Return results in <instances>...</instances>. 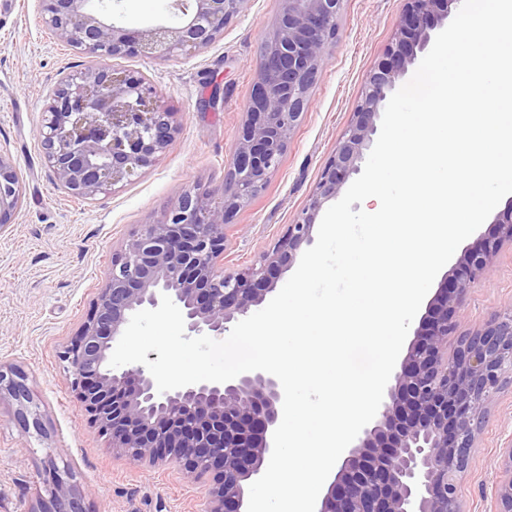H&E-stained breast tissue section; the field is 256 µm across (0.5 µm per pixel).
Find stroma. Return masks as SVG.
Instances as JSON below:
<instances>
[{
    "label": "stroma",
    "mask_w": 512,
    "mask_h": 512,
    "mask_svg": "<svg viewBox=\"0 0 512 512\" xmlns=\"http://www.w3.org/2000/svg\"><path fill=\"white\" fill-rule=\"evenodd\" d=\"M403 0H344L336 37L279 169L225 229L224 268L259 262L313 193L324 163L350 123L367 74L383 60ZM278 0H245L209 47L161 60L113 58L114 69L145 75L178 131L157 163L117 189L77 198L53 184L36 130L57 82L90 65L80 49L53 38L35 0H0V155L23 188L12 223L0 225V369L21 371L39 407L43 434L21 425L0 399V512H37L46 496L44 461L68 466L84 492L85 512H201L204 484L186 482L177 465H140L112 450L87 414L64 352L88 320L113 254L141 225L160 221L183 188L220 200L233 133L259 72V46L272 30ZM112 14L143 27L172 23L168 0H114ZM224 99L201 106L211 86ZM512 309V245L459 308V333L481 329ZM512 440V379H505L483 421L461 477L465 512H495L500 450Z\"/></svg>",
    "instance_id": "obj_1"
}]
</instances>
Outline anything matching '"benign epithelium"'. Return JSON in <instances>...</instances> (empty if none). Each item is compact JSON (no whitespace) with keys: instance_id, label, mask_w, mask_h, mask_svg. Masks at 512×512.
<instances>
[{"instance_id":"7a95c632","label":"benign epithelium","mask_w":512,"mask_h":512,"mask_svg":"<svg viewBox=\"0 0 512 512\" xmlns=\"http://www.w3.org/2000/svg\"><path fill=\"white\" fill-rule=\"evenodd\" d=\"M42 23L82 49L92 65L63 77L41 113L38 137L56 186L83 198L106 195L155 164L174 138L172 113L141 74L112 68L117 56L147 59L201 50L224 33L245 0H171L180 18L130 29L103 0H37ZM461 0H404L396 36L366 78L350 123L322 168L315 191L258 264L224 271V230L279 168L309 104L344 0H279L272 33L259 47L260 68L246 117L233 133L222 203L184 189L162 221L144 224L112 257L93 311L65 351L85 410L112 438V450L150 467L175 464L192 483L209 484L203 512H247L245 484L267 468L282 415L276 377L250 371L160 393L139 363L109 366L132 315L169 296L186 336L224 335L227 325L266 300L307 246L325 203L359 172L396 80L427 49L434 30ZM22 198L16 170L0 155V224ZM495 231L466 247L441 283L406 355L393 370L375 418L349 445L319 512H465L460 474L475 451L487 406L512 373V313L458 337L463 295L512 243V199ZM41 432L39 410L17 370L0 369V394ZM50 499L39 512H83L68 468L45 461ZM496 512H512V443L502 453Z\"/></svg>"}]
</instances>
